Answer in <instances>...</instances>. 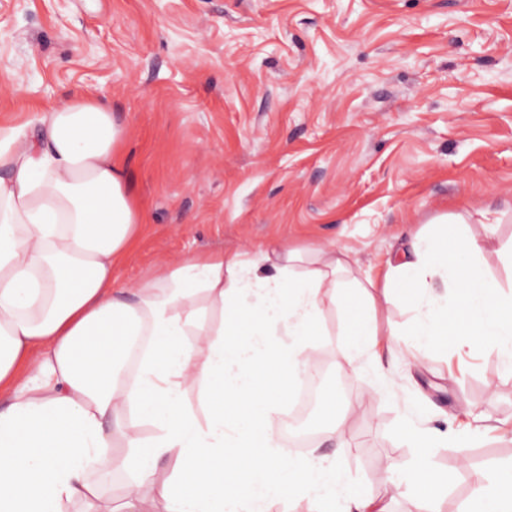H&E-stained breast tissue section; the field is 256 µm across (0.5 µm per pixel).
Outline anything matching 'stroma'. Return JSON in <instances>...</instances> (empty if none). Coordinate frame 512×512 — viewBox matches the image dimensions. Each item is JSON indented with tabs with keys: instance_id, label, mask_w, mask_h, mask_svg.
Returning <instances> with one entry per match:
<instances>
[{
	"instance_id": "stroma-1",
	"label": "stroma",
	"mask_w": 512,
	"mask_h": 512,
	"mask_svg": "<svg viewBox=\"0 0 512 512\" xmlns=\"http://www.w3.org/2000/svg\"><path fill=\"white\" fill-rule=\"evenodd\" d=\"M17 74L0 126L87 96L124 128L147 222L127 284L189 253L283 243L346 246L375 273L405 225L447 213L478 233L495 211L512 244V0H0V84ZM327 326L324 376L367 389L340 362L339 314ZM392 379L321 454L382 493L381 460L415 456L405 408L443 431L471 404L487 431L428 459L455 472L442 512H464L476 474L512 463V375L466 351Z\"/></svg>"
}]
</instances>
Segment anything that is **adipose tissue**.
Listing matches in <instances>:
<instances>
[{"instance_id": "ef3b65f1", "label": "adipose tissue", "mask_w": 512, "mask_h": 512, "mask_svg": "<svg viewBox=\"0 0 512 512\" xmlns=\"http://www.w3.org/2000/svg\"><path fill=\"white\" fill-rule=\"evenodd\" d=\"M124 139L88 97L0 128V512H109L96 476L115 470L129 480L110 512H274L291 499L313 512H391L335 459L288 456L269 423L328 313L351 300L359 327L339 354L374 391L451 345L512 372V290L485 261L495 253L512 271V248L452 214L411 227L379 279L345 247L282 245L267 266L191 255L128 286L112 270L146 219ZM403 297L415 312L407 329L387 319ZM277 330L284 342L272 341ZM400 434L415 461L381 466L415 504L434 502L453 474L431 469L428 453L457 432L409 411ZM470 509L512 512V465L475 481Z\"/></svg>"}]
</instances>
